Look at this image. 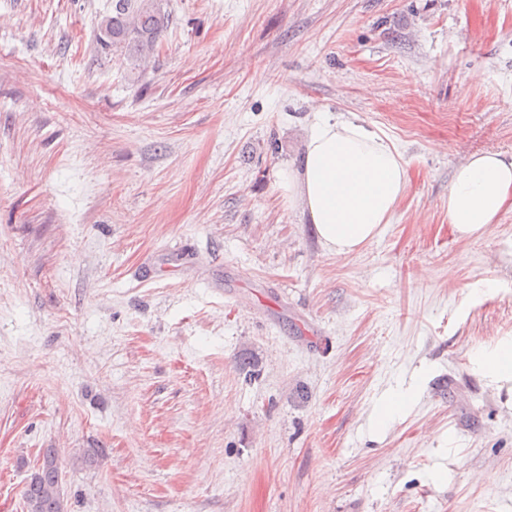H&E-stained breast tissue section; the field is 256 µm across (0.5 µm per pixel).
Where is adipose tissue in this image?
Returning <instances> with one entry per match:
<instances>
[{
    "label": "adipose tissue",
    "instance_id": "obj_1",
    "mask_svg": "<svg viewBox=\"0 0 512 512\" xmlns=\"http://www.w3.org/2000/svg\"><path fill=\"white\" fill-rule=\"evenodd\" d=\"M408 164L376 131L319 116L298 167L284 169L279 188L299 202L320 243L344 254L358 250L390 223L409 185ZM512 209V157L485 151L468 157L448 188V222L457 237L486 233Z\"/></svg>",
    "mask_w": 512,
    "mask_h": 512
}]
</instances>
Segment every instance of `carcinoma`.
I'll use <instances>...</instances> for the list:
<instances>
[{
    "label": "carcinoma",
    "instance_id": "obj_1",
    "mask_svg": "<svg viewBox=\"0 0 512 512\" xmlns=\"http://www.w3.org/2000/svg\"><path fill=\"white\" fill-rule=\"evenodd\" d=\"M171 24L162 0H112V12L98 23L97 44L115 60L144 63L159 51ZM62 473L58 450L44 449L22 490L24 512H68Z\"/></svg>",
    "mask_w": 512,
    "mask_h": 512
}]
</instances>
